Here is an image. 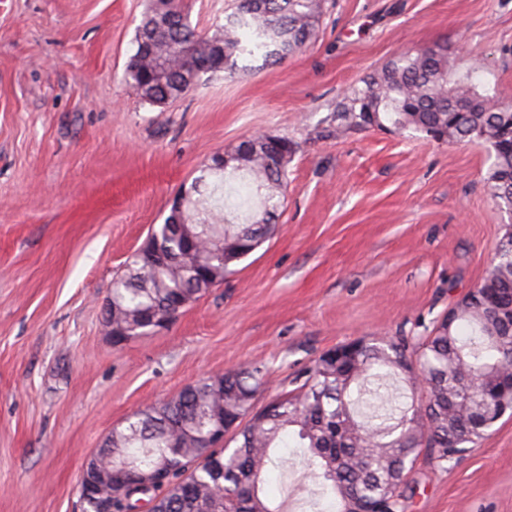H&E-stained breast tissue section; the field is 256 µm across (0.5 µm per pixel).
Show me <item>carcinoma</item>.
I'll use <instances>...</instances> for the list:
<instances>
[{
    "instance_id": "1",
    "label": "carcinoma",
    "mask_w": 512,
    "mask_h": 512,
    "mask_svg": "<svg viewBox=\"0 0 512 512\" xmlns=\"http://www.w3.org/2000/svg\"><path fill=\"white\" fill-rule=\"evenodd\" d=\"M322 15L323 0H235L224 24L206 40L178 0H156L137 27L125 79L150 104L176 100L193 90L192 75L197 83L207 74L232 76L247 69L239 65L241 59L259 56L265 64L276 63L305 48L315 39ZM157 57L163 59V84L149 86L148 68ZM192 60L207 67L194 75L188 67ZM479 72L478 66L450 70L443 48L404 52L336 102V131L413 128L438 141L483 145L492 158L487 175L492 198L512 213V107L477 80ZM260 148L264 163L257 159L240 171L214 170L198 177L199 205L188 217L205 253L217 254L226 246L254 251L273 234L281 207L276 195L288 184V167L277 158L296 151L297 144L281 137ZM241 173L258 187V202L237 224L240 211L226 206L224 186ZM177 220L171 212L154 229L174 269L157 274L148 269L150 256L135 252L114 280L112 298L130 319L127 342L150 334L139 320L143 311L167 312L182 295L208 291L180 243L167 234V225ZM507 242L512 234L486 268L475 301L460 308L451 328L435 327L416 352L434 405L428 413L434 447L427 457L438 464L456 459L482 438L498 421V410L512 411V385L502 374L512 368V338L495 319L497 309H512ZM460 324L471 331L465 339L457 334ZM357 343L345 369L338 371L318 357L297 377L300 384L279 395L268 412L250 415L264 372L261 366H243L188 385L113 428L104 453L115 472L114 512H137L140 501L157 499L156 492L139 486L143 472L190 462L195 466L186 477L172 473L170 490L153 506L157 512H282L264 495V475L283 465L284 458L273 451L291 433L304 448L314 480L334 494L338 512H347L353 496L383 501L388 512H406L414 489L400 485L399 473L417 455L409 438L414 408L406 402L416 380L399 368L407 348L366 339ZM468 369L485 377L483 390L466 381ZM232 423L238 428L230 439L234 447L200 458L197 449L208 447L214 432Z\"/></svg>"
}]
</instances>
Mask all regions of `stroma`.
<instances>
[{"label": "stroma", "instance_id": "35a3bbf8", "mask_svg": "<svg viewBox=\"0 0 512 512\" xmlns=\"http://www.w3.org/2000/svg\"><path fill=\"white\" fill-rule=\"evenodd\" d=\"M152 0H0V512H81L85 458L186 385L264 364L266 403L366 337L418 348L480 281L512 215L486 147L336 131L331 109L399 54L440 44L512 101V0H325L273 66L144 102L124 79ZM298 149L277 229L168 328L121 346L103 306L128 257L212 158L255 133ZM264 489L336 512L299 449ZM407 512H512V414L457 461L418 459Z\"/></svg>", "mask_w": 512, "mask_h": 512}]
</instances>
